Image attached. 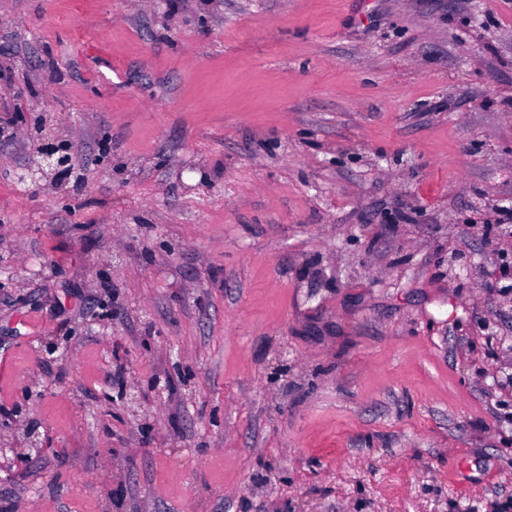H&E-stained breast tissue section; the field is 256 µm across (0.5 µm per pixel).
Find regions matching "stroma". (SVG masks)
Listing matches in <instances>:
<instances>
[{
	"instance_id": "35a3bbf8",
	"label": "stroma",
	"mask_w": 512,
	"mask_h": 512,
	"mask_svg": "<svg viewBox=\"0 0 512 512\" xmlns=\"http://www.w3.org/2000/svg\"><path fill=\"white\" fill-rule=\"evenodd\" d=\"M502 205L512 0H0V512H512ZM68 164V157L54 142L47 140L36 149L33 158L20 175L21 180L40 181L48 174L57 175Z\"/></svg>"
}]
</instances>
